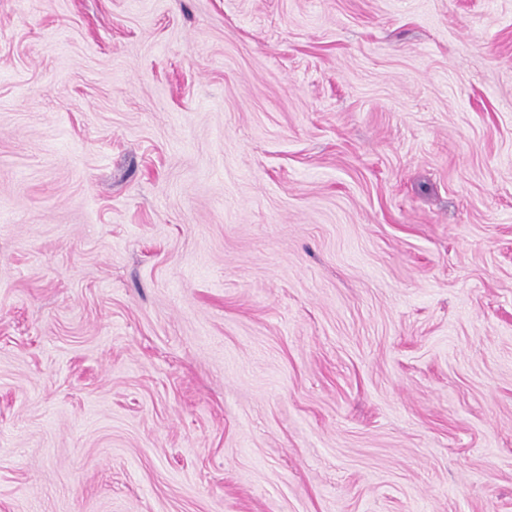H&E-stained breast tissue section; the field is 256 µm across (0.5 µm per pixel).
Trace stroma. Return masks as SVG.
Instances as JSON below:
<instances>
[{
	"instance_id": "obj_1",
	"label": "stroma",
	"mask_w": 512,
	"mask_h": 512,
	"mask_svg": "<svg viewBox=\"0 0 512 512\" xmlns=\"http://www.w3.org/2000/svg\"><path fill=\"white\" fill-rule=\"evenodd\" d=\"M0 512H512V0H0Z\"/></svg>"
}]
</instances>
